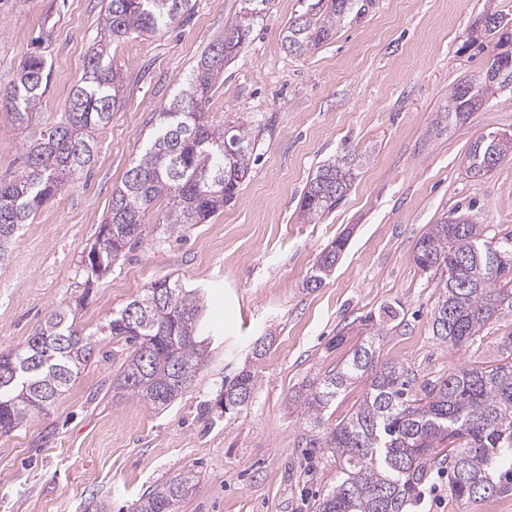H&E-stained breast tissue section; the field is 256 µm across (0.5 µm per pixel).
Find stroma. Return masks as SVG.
<instances>
[{
  "label": "stroma",
  "instance_id": "obj_1",
  "mask_svg": "<svg viewBox=\"0 0 512 512\" xmlns=\"http://www.w3.org/2000/svg\"><path fill=\"white\" fill-rule=\"evenodd\" d=\"M241 2L192 0L157 33L112 45L124 99L94 134L93 163L23 225L0 264V352L22 344L58 307H71L75 326L96 340L93 359L53 407L0 433V512H86L94 498L132 512L143 494L190 469L198 483L175 512H314L337 464L313 448L315 432L291 398L367 339V316L395 312L379 360L412 370L420 386L492 364L512 335L509 311L471 344L438 340L439 291L413 260L419 238L457 210L489 235L512 232V160L480 178L465 171L479 136L512 130V91L467 120L445 117L449 92L489 60L468 44V27L492 4L512 14V0H375L304 56L283 45L301 0H271L205 108L216 124L267 125L250 179L221 214L180 240L163 238L149 211L142 243L85 288L84 260L114 189ZM102 13V0H0V95L21 59L41 49L51 80L37 120L59 121ZM26 145V131L0 109V181L23 174ZM353 148L367 160L350 191L329 214L303 221L306 184ZM343 235L335 270L307 287L320 253ZM166 276L203 299L200 335L212 358L157 410L113 388L129 348L100 329ZM260 342L265 350L253 357ZM245 368L258 379L251 403L221 412L225 380ZM412 512H512V494L460 500L448 492L447 473L435 471Z\"/></svg>",
  "mask_w": 512,
  "mask_h": 512
}]
</instances>
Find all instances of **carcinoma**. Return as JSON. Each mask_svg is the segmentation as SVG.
<instances>
[{
	"label": "carcinoma",
	"instance_id": "obj_1",
	"mask_svg": "<svg viewBox=\"0 0 512 512\" xmlns=\"http://www.w3.org/2000/svg\"><path fill=\"white\" fill-rule=\"evenodd\" d=\"M191 0H106L99 40L92 48L82 82L72 91L64 119L33 131L27 145L26 171L15 181H0V259L7 255L19 226L49 203L90 165L94 132L109 123L123 100V77L112 68L107 48L133 34H151L190 9ZM224 36L200 56L183 88L158 113L159 126L144 153L128 169L122 187L87 254L88 273L106 274L125 247L142 240L143 217L155 202L166 200L158 214L164 238H178L204 224L229 205L251 175L261 127L205 121V107L224 65L247 43L254 24L266 15L270 0H243ZM371 0H314L286 28L285 49L302 56L336 36L338 26L366 12ZM505 14L487 9L471 25L473 43L498 37L490 24ZM512 59V51L493 54L482 74L458 84L448 95V121L464 120L512 85V69L494 65ZM50 83L45 55L32 51L18 65L12 87L0 105L20 126L33 125L35 110ZM512 155V137L487 133L471 145L466 172L479 178ZM366 158L347 151L317 170L302 200L309 220L334 210L350 190ZM347 245L341 237L323 250L307 283L319 287ZM414 262L437 276L439 288L432 329L440 341L458 348L484 326L512 309V234L487 236L486 226L466 214L451 215L431 226L416 243ZM201 306L194 291L161 278L112 315L107 328L134 349L121 364L116 387L156 407L168 406L196 376L208 357L196 335ZM138 321L130 329L125 320ZM95 347L92 336L73 327L65 311H52L27 341L0 353V430L7 433L35 413L45 411L66 392L87 366ZM506 356L495 365L464 367L412 393L415 378L396 363L379 364L375 339L357 347L341 367L307 385L299 395L310 427L322 425L326 408L341 391L366 380L362 400L349 417L315 439L339 462L336 482L314 501L315 512H408L434 468L448 465L449 491L467 501H481L512 491V336ZM255 372L242 369L220 390V403L242 410L257 389ZM456 444L440 458V445ZM197 484L192 470L180 472L141 497L134 512H175Z\"/></svg>",
	"mask_w": 512,
	"mask_h": 512
}]
</instances>
